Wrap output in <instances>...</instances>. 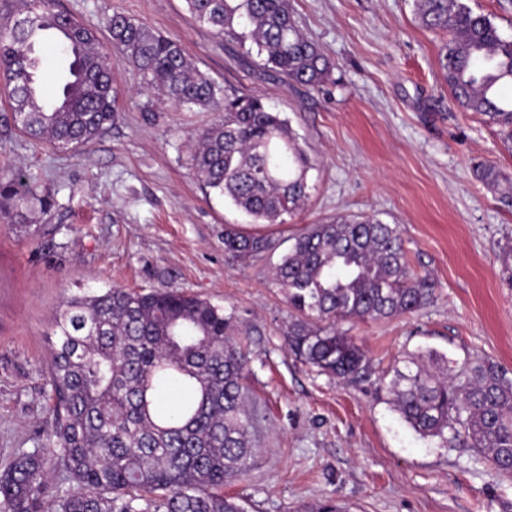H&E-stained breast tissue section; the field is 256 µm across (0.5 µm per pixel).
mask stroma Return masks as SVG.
I'll return each instance as SVG.
<instances>
[{
	"label": "stroma",
	"mask_w": 512,
	"mask_h": 512,
	"mask_svg": "<svg viewBox=\"0 0 512 512\" xmlns=\"http://www.w3.org/2000/svg\"><path fill=\"white\" fill-rule=\"evenodd\" d=\"M292 6L335 64L322 91L284 83L256 51L199 24L185 0H59L100 39L106 17L124 13L178 40L223 93L262 96L315 160L314 190L288 223L262 227L206 194L190 152L213 113L173 109L116 52L118 116L93 142L36 149L0 129V170L22 172L54 200L31 227L0 222V470L45 440L49 335L63 297L169 288L239 322L258 455L227 492L247 512H318L328 501L349 512H512L511 480L477 453L420 438L379 382L426 348L512 371V276L500 260L512 206L476 174L491 164L512 176V153L496 127L452 101L439 67L445 36L418 23L413 0ZM354 215L399 225L413 271L436 288L417 313L349 324L369 370L339 383L289 353L291 310L270 270L304 225ZM228 225L268 236L274 250L230 259Z\"/></svg>",
	"instance_id": "stroma-1"
}]
</instances>
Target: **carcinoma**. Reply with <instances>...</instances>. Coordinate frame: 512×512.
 Listing matches in <instances>:
<instances>
[{"label":"carcinoma","instance_id":"cac0c4a2","mask_svg":"<svg viewBox=\"0 0 512 512\" xmlns=\"http://www.w3.org/2000/svg\"><path fill=\"white\" fill-rule=\"evenodd\" d=\"M202 25L249 42L290 85L320 89L334 65L303 32L291 0H185ZM20 18L0 26V71L13 83L11 123L36 143L72 150L115 119L112 65L91 29L58 0H19ZM422 27L448 36L441 76L455 105L487 118L512 150V36L464 0H414ZM112 48L176 108L210 109L192 165L204 186L258 224H284L308 201L313 162L287 119L262 98L221 97L181 44L123 13L107 21ZM78 50L61 89L38 79L33 29ZM479 178L512 203V179L493 165ZM53 206L29 182L0 171V221L27 227ZM272 249L267 237L224 232V251L248 260ZM296 313L286 341L296 360L338 380L367 367L345 322L419 311L434 284L412 271L398 225L375 216L309 224L273 268ZM234 314L165 288L109 287L66 297L52 336L51 428L42 445L76 484L54 492L42 455H17L0 473V512H246L224 487L252 468L254 415L243 380L246 352ZM390 403L415 433L443 448L481 454L512 479V373L492 359L461 362L429 350L383 372ZM174 392L172 405L163 400Z\"/></svg>","mask_w":512,"mask_h":512}]
</instances>
